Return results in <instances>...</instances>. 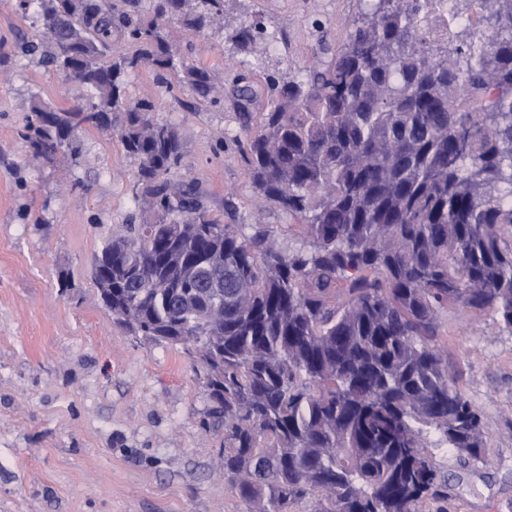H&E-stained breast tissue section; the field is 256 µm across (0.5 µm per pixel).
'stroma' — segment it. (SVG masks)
Returning <instances> with one entry per match:
<instances>
[{"instance_id": "obj_1", "label": "stroma", "mask_w": 512, "mask_h": 512, "mask_svg": "<svg viewBox=\"0 0 512 512\" xmlns=\"http://www.w3.org/2000/svg\"><path fill=\"white\" fill-rule=\"evenodd\" d=\"M363 0H224V27L172 40L199 66L224 73L220 105L167 94L152 68L127 78L130 99H152L183 143L180 180L196 182L223 224L263 220L281 243L297 239L279 212L259 211L246 177V135L268 101L266 76L293 75L321 46L340 45ZM260 24L243 50L231 35ZM38 6L0 0V512H249L219 469L223 432L206 429L209 401L179 349L130 335L96 299L91 263L121 225L142 223L131 192L135 160L119 140L88 126L68 164L36 162L19 137L37 101L68 109L85 92L19 45L37 36ZM255 94L244 105L236 78ZM68 273L73 288L60 290ZM436 340L448 371L479 409L488 463L435 455L448 499L423 512H512V333L495 312L452 306Z\"/></svg>"}]
</instances>
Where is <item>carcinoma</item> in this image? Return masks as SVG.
<instances>
[{
	"instance_id": "1",
	"label": "carcinoma",
	"mask_w": 512,
	"mask_h": 512,
	"mask_svg": "<svg viewBox=\"0 0 512 512\" xmlns=\"http://www.w3.org/2000/svg\"><path fill=\"white\" fill-rule=\"evenodd\" d=\"M38 0L42 37L21 49L88 92L31 106L20 132L53 160L89 124L137 162L149 216L94 256L112 319L180 348L224 431V483L250 512H418L448 497L431 452L487 461L481 416L435 341L441 311H493L512 331V0H472L490 21L427 43L428 0H371L324 64L270 79L246 143L263 203L300 227L288 247L262 224H221L175 126L126 77L167 92L219 82L180 56L168 27L221 24L224 0ZM257 27L232 39L254 43ZM128 51L112 55V37Z\"/></svg>"
}]
</instances>
